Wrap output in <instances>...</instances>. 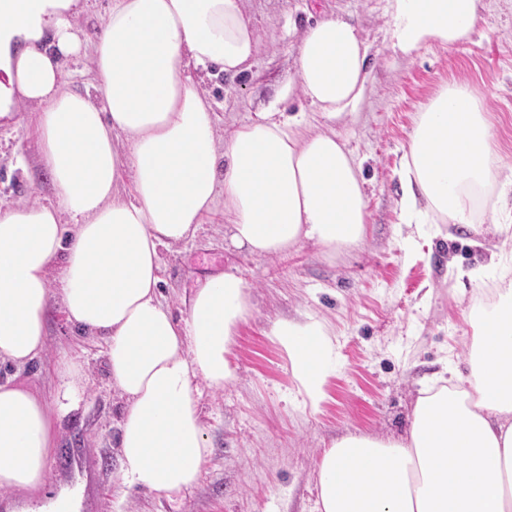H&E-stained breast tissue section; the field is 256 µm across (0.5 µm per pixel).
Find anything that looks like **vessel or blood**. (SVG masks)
I'll list each match as a JSON object with an SVG mask.
<instances>
[{"mask_svg": "<svg viewBox=\"0 0 512 512\" xmlns=\"http://www.w3.org/2000/svg\"><path fill=\"white\" fill-rule=\"evenodd\" d=\"M64 464L68 470L65 491L48 499V512H94L99 481L92 476L94 467L86 449H72Z\"/></svg>", "mask_w": 512, "mask_h": 512, "instance_id": "b4317fda", "label": "vessel or blood"}]
</instances>
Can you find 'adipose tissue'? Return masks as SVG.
Wrapping results in <instances>:
<instances>
[{"label": "adipose tissue", "mask_w": 512, "mask_h": 512, "mask_svg": "<svg viewBox=\"0 0 512 512\" xmlns=\"http://www.w3.org/2000/svg\"><path fill=\"white\" fill-rule=\"evenodd\" d=\"M479 0H386L394 48L412 54L469 39ZM81 0H0V119L40 108L41 161L55 200L0 209V362L45 350L49 284L59 275L68 321L107 347L122 400L120 480L182 492L209 454L196 379L235 378L228 354L250 301L243 280L217 273L175 319L160 285L159 250L194 237L223 211L231 243L257 257L310 241L335 252L365 237L359 164L335 132L303 116L264 112L218 143L211 100L191 69L245 72L256 36L243 0H113L91 39L99 96L69 91L63 62L79 55ZM304 98L324 119L353 112L370 77L355 25L329 17L297 46ZM491 127L469 89L448 86L422 112L403 174L402 209L425 207L472 226L467 193L494 179ZM130 189H123L124 176ZM467 378L418 398L404 439L347 435L318 464L319 512H512V289L474 320ZM310 408L331 372L319 322H277ZM48 405L0 382V488L34 494L55 446L54 411L69 408L77 371L58 370Z\"/></svg>", "instance_id": "ef3b65f1"}]
</instances>
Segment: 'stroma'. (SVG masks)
Listing matches in <instances>:
<instances>
[{"mask_svg":"<svg viewBox=\"0 0 512 512\" xmlns=\"http://www.w3.org/2000/svg\"><path fill=\"white\" fill-rule=\"evenodd\" d=\"M258 50L243 75L192 77L213 98L219 139L261 112L305 111L298 84L296 38L336 13L351 18L370 46L373 71L353 113L333 127L360 163L368 203L367 234L330 254L306 242L259 258L224 237L215 212L195 237L160 250L162 294L172 314L187 316L206 276L231 272L246 284L251 308L230 360L236 378L223 389L198 381L199 412L210 453L190 490L165 494L123 490L116 448L122 403L113 388L102 340L79 332L59 300L48 311L47 352L0 378L54 401L60 362L81 371L75 405L57 422V451L84 448L101 470L98 512H318V462L349 434L405 437L421 392L438 390L445 369L471 371V318L490 288L512 274V0H481L469 41L434 44L405 55L387 33L385 0H244ZM451 83L468 85L492 125L497 181L481 192L476 230L437 217L409 223L398 201L400 171L420 114ZM42 168L38 114L22 109L0 123V205L53 202ZM283 319L319 321L332 334L335 372L325 400L311 409L287 353L270 331Z\"/></svg>","mask_w":512,"mask_h":512,"instance_id":"stroma-1","label":"stroma"}]
</instances>
